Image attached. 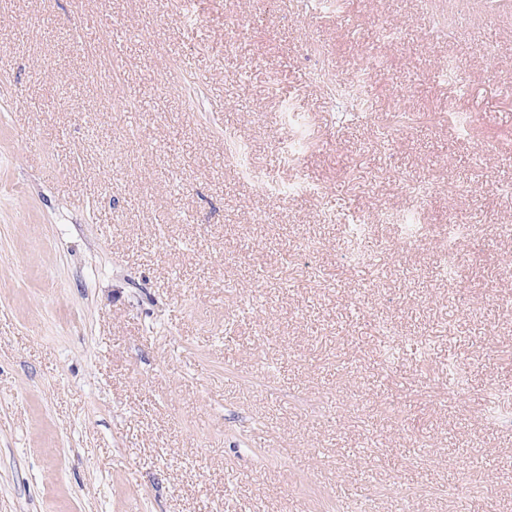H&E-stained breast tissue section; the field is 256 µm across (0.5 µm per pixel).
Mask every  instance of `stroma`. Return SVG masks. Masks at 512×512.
Instances as JSON below:
<instances>
[{"mask_svg":"<svg viewBox=\"0 0 512 512\" xmlns=\"http://www.w3.org/2000/svg\"><path fill=\"white\" fill-rule=\"evenodd\" d=\"M344 10L0 0V512H512V8ZM307 42L310 46L311 55L320 60V64L315 66L310 72V78L317 87H325L331 82V75L327 71L326 56L324 55L323 43L318 42L310 31L307 36Z\"/></svg>","mask_w":512,"mask_h":512,"instance_id":"1","label":"stroma"}]
</instances>
